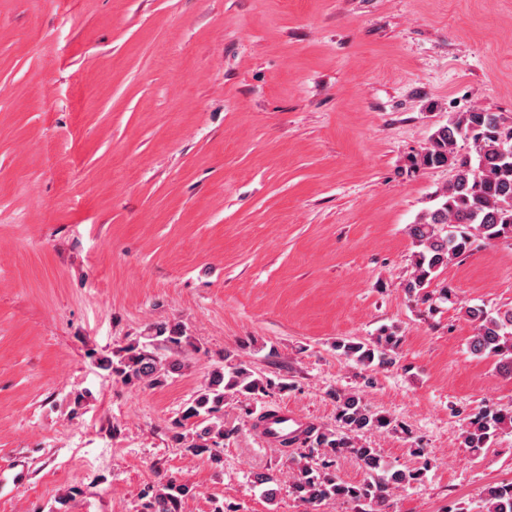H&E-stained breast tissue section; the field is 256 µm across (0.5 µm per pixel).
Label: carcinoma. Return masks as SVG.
<instances>
[{
  "instance_id": "obj_1",
  "label": "carcinoma",
  "mask_w": 512,
  "mask_h": 512,
  "mask_svg": "<svg viewBox=\"0 0 512 512\" xmlns=\"http://www.w3.org/2000/svg\"><path fill=\"white\" fill-rule=\"evenodd\" d=\"M470 145L466 153L458 141ZM410 167H448L454 178L437 195L434 209L409 225L407 233L417 251L413 272L403 285L411 295L428 299L425 292L439 271L464 255L479 236L489 242L512 239V124L482 109L456 112L432 133L424 150L410 158ZM465 315L475 324L469 340L471 354L498 358L512 373V309L492 315L469 307ZM400 337L383 329L371 342L341 340L336 349L350 360L380 367L396 361ZM195 349L191 336L178 322L151 327L146 341L134 340L108 355L95 358L98 369L135 388H159L182 374V356ZM224 367L211 371L204 385L172 420L174 439L193 457L219 465L221 448L231 430L224 428V405L234 396L266 394L272 382L255 375L249 366L223 355ZM336 420L341 430L310 424L291 439L280 442V457L288 469V492L310 509L324 501L352 504L357 512H388L394 491L420 476L418 470L392 469L376 449L359 443L369 431L388 429L392 420L373 413L355 392H334ZM512 428V410L485 408L468 417L462 427L464 445L473 451L491 447L498 433ZM352 458L368 475L358 484L336 475V461ZM194 487L169 477L149 486L140 495L136 512H184ZM479 512H512V481L487 486Z\"/></svg>"
}]
</instances>
